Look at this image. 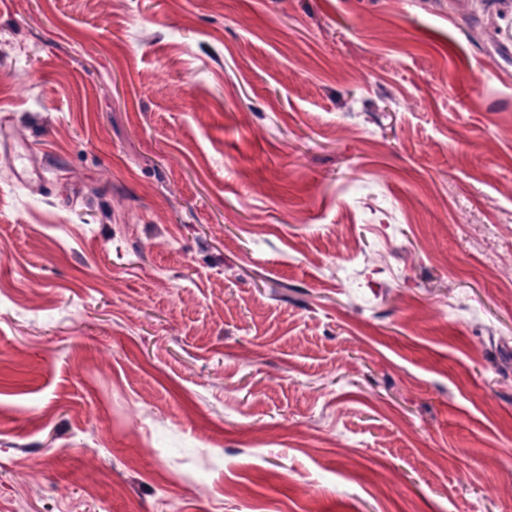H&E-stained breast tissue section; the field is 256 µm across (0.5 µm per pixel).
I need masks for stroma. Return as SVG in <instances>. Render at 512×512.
<instances>
[{"label": "stroma", "mask_w": 512, "mask_h": 512, "mask_svg": "<svg viewBox=\"0 0 512 512\" xmlns=\"http://www.w3.org/2000/svg\"><path fill=\"white\" fill-rule=\"evenodd\" d=\"M509 42L0 0V512H512Z\"/></svg>", "instance_id": "1"}]
</instances>
